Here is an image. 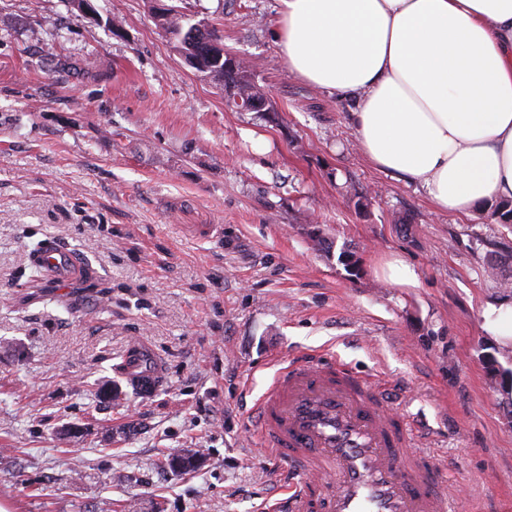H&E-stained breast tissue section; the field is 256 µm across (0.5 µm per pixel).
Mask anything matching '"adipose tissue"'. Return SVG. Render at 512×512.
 Instances as JSON below:
<instances>
[{
	"label": "adipose tissue",
	"instance_id": "1",
	"mask_svg": "<svg viewBox=\"0 0 512 512\" xmlns=\"http://www.w3.org/2000/svg\"><path fill=\"white\" fill-rule=\"evenodd\" d=\"M299 80L354 100L369 162L467 215L512 200V0H279Z\"/></svg>",
	"mask_w": 512,
	"mask_h": 512
}]
</instances>
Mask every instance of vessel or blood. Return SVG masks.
<instances>
[{"label":"vessel or blood","instance_id":"1","mask_svg":"<svg viewBox=\"0 0 512 512\" xmlns=\"http://www.w3.org/2000/svg\"><path fill=\"white\" fill-rule=\"evenodd\" d=\"M36 260L64 285L84 273L54 244ZM120 368L140 392L158 384L139 341H131ZM386 392L329 353L281 360L251 409L284 482L285 498L270 512H448L445 468Z\"/></svg>","mask_w":512,"mask_h":512}]
</instances>
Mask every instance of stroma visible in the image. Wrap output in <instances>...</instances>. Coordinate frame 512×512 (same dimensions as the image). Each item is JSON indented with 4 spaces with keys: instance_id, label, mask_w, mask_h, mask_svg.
Masks as SVG:
<instances>
[{
    "instance_id": "obj_1",
    "label": "stroma",
    "mask_w": 512,
    "mask_h": 512,
    "mask_svg": "<svg viewBox=\"0 0 512 512\" xmlns=\"http://www.w3.org/2000/svg\"><path fill=\"white\" fill-rule=\"evenodd\" d=\"M164 2L273 112L228 106L155 0H0V505L259 512L279 474L245 403L320 350L387 382L447 465L450 512H512V344L485 329L512 304V223L437 213L374 168L352 101L283 62L279 0ZM50 240L91 287L40 282ZM393 256L415 286L377 275ZM135 339L162 371L148 397L120 373ZM184 449L194 469L162 466ZM173 14L170 18L158 17L156 15L157 25L163 29L167 34H171L174 39L178 42V48L186 56L193 52V50L202 51L206 43L213 39L208 45V52L206 55L194 54L187 58L188 62L195 69L208 72V62L213 58H217L220 61L224 57V47L220 43V40L216 39L218 36L216 33L209 32L201 27L200 24H189V19H184V15L178 11L172 10ZM186 24L188 25L187 30Z\"/></svg>"
}]
</instances>
